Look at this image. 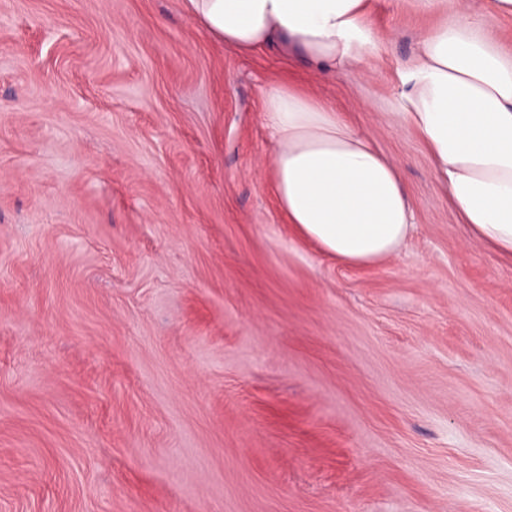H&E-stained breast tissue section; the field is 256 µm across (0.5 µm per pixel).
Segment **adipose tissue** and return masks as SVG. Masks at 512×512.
Returning a JSON list of instances; mask_svg holds the SVG:
<instances>
[{
	"label": "adipose tissue",
	"instance_id": "obj_1",
	"mask_svg": "<svg viewBox=\"0 0 512 512\" xmlns=\"http://www.w3.org/2000/svg\"><path fill=\"white\" fill-rule=\"evenodd\" d=\"M449 11L424 32L413 63L398 70L400 96L386 118L416 133L436 180L476 239L512 254V55L492 21L512 0H413ZM215 40L248 55L279 46L323 73L368 66L380 44L371 0H182ZM262 112L276 142L271 187L279 209L321 250L352 266L379 264L413 223L397 164L336 110L282 81Z\"/></svg>",
	"mask_w": 512,
	"mask_h": 512
}]
</instances>
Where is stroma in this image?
I'll use <instances>...</instances> for the list:
<instances>
[{"label":"stroma","mask_w":512,"mask_h":512,"mask_svg":"<svg viewBox=\"0 0 512 512\" xmlns=\"http://www.w3.org/2000/svg\"><path fill=\"white\" fill-rule=\"evenodd\" d=\"M440 21L372 0L329 76L181 0H0V512H512V258L384 117ZM281 77L397 162L381 264L280 212Z\"/></svg>","instance_id":"obj_1"}]
</instances>
